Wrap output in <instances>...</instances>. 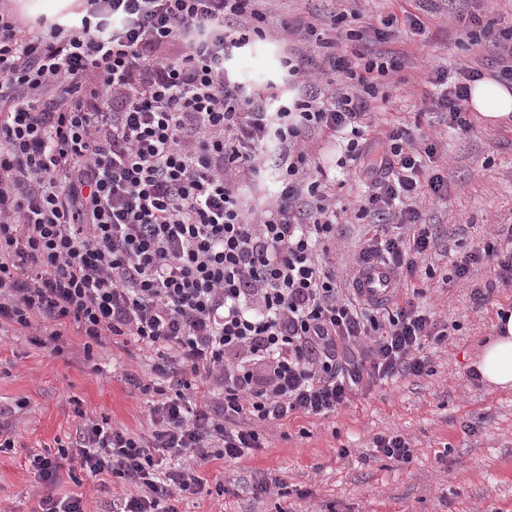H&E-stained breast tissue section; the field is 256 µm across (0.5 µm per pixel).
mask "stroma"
I'll list each match as a JSON object with an SVG mask.
<instances>
[{
    "label": "stroma",
    "instance_id": "1",
    "mask_svg": "<svg viewBox=\"0 0 512 512\" xmlns=\"http://www.w3.org/2000/svg\"><path fill=\"white\" fill-rule=\"evenodd\" d=\"M264 24L265 38L237 50L234 76L251 88H275L290 102L280 65L285 47L305 49L302 36L285 35L297 21L317 29L337 26L342 33L379 25L391 12L408 10L423 21L424 36L393 33L378 44L385 61H400L380 87L381 123L421 124L436 145V163L448 177V196L424 194L416 200L433 243L419 262L415 302L449 325L442 345L426 347L421 374H403L352 397L327 417L297 416L261 425L262 448L240 460H213L198 467L209 487L223 485V495L205 494L182 501L181 512H512V388L473 379V364L495 332L499 312L512 311V286L497 284L499 268L487 260L466 278L454 263L496 230L512 227V123L490 126L474 121L464 132L435 122L424 98L430 69L455 72L461 64L481 69L493 79L498 61L495 42L512 31V0H273ZM479 13L490 34L472 43L460 29L459 16ZM309 150L330 178L339 181L344 207L330 260L348 269L361 243L376 229L356 218L359 185L337 161L339 146L313 135ZM494 284L488 301L474 289ZM82 339L68 329L61 352L39 345L31 332L0 330V427L17 440L0 452V512H40L42 488L30 465L56 440L74 436L80 420L73 401L92 416H107L135 436H150L152 426L140 385L155 378L156 354L105 342L85 359ZM26 408H17V400ZM398 433L414 449L411 463L373 457L375 436ZM349 449L347 458L337 449ZM269 494L255 496L260 481ZM127 489L108 476L75 484L62 477L59 496L82 494L88 512H112V502Z\"/></svg>",
    "mask_w": 512,
    "mask_h": 512
}]
</instances>
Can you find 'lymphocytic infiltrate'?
<instances>
[{
    "label": "lymphocytic infiltrate",
    "mask_w": 512,
    "mask_h": 512,
    "mask_svg": "<svg viewBox=\"0 0 512 512\" xmlns=\"http://www.w3.org/2000/svg\"><path fill=\"white\" fill-rule=\"evenodd\" d=\"M265 2L82 0L71 25L40 16L32 33L0 11V326L47 321L53 342L74 327L88 358L109 337L159 358L142 387L151 439L75 408V439L31 460L41 512H86L55 489L65 475L103 474L137 490L112 512H180L205 483L177 460L248 456L258 424L329 416L362 385L420 373L426 342L446 336L412 286L431 244L416 200L448 190L427 167L436 146L418 126L362 142L389 72L376 42L394 26L424 35L423 22L389 14L353 59L324 56V85L309 75L312 53L286 52L297 95L276 112L229 67ZM483 77L469 65L454 78L428 71L433 111L471 130V85ZM316 133L344 140L338 167L370 182L359 210L380 230L354 270L388 266L393 304L343 287L327 260L338 212L307 151ZM270 163L280 193L250 204L240 183ZM487 259L511 285L512 239L467 252L456 272Z\"/></svg>",
    "instance_id": "f902f5d3"
}]
</instances>
